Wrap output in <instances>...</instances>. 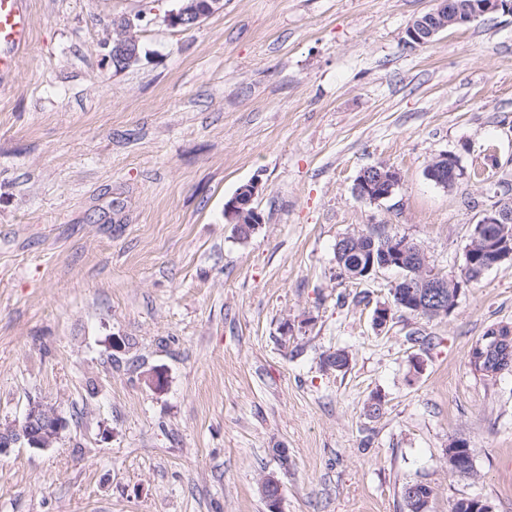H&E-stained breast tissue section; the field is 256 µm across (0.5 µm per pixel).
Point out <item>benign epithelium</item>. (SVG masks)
<instances>
[{"label": "benign epithelium", "instance_id": "7a95c632", "mask_svg": "<svg viewBox=\"0 0 512 512\" xmlns=\"http://www.w3.org/2000/svg\"><path fill=\"white\" fill-rule=\"evenodd\" d=\"M224 9V0H173L172 8L167 11L165 21L173 28L190 31L215 12ZM502 11L512 14V0H439L438 8L410 22L406 35L412 44H425L446 29L471 23L479 17ZM145 15L141 12L122 14L112 23L113 36L102 43L106 50L105 59L117 70H123L141 60L138 52V39L133 31L141 28ZM428 179L436 185L448 188L458 179L456 156L444 153L433 159L426 169ZM400 175L395 169L384 164L372 165L360 171L355 181L356 195L359 199L376 203L391 197L399 185ZM260 190V183L251 180L224 203V220L229 224H246L248 233H253L264 223L263 215L253 207ZM472 239L483 244L482 253L486 255L483 269L512 261V204L502 202L483 212L475 225ZM409 247V239L388 236L382 241V261L369 258L359 266H349L348 274L353 279L364 280L380 269L403 266L402 255ZM466 264L462 268L460 279H448L435 270L426 254H421V263L405 276L406 282L416 284L411 292L412 300L406 299L392 304L377 306L373 314V324L377 329L385 328L400 312L425 318L447 317L455 310L461 288L470 283V270L475 264L476 252L466 251ZM471 368L489 377L505 369L509 361L504 360L494 368L484 365L485 354L482 344L473 347ZM66 421L58 410L42 402H32L18 424L0 426V456L18 443L30 448L45 450L53 447L59 440ZM465 444L456 442L448 455V466L457 471L463 468V462L469 461L468 454L458 453ZM261 491L269 512H280L282 486L274 474L266 475L261 484Z\"/></svg>", "mask_w": 512, "mask_h": 512}]
</instances>
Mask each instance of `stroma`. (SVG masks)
I'll list each match as a JSON object with an SVG mask.
<instances>
[{"label":"stroma","instance_id":"obj_1","mask_svg":"<svg viewBox=\"0 0 512 512\" xmlns=\"http://www.w3.org/2000/svg\"><path fill=\"white\" fill-rule=\"evenodd\" d=\"M436 6L224 0L182 31L172 0H28L0 76V423L40 401L67 426L0 456V512H268L271 473L281 512H407L414 482L431 512H512V368L469 364L512 326V262L451 316L380 332L397 272L350 280L335 259L380 225L457 278L474 224L512 201V16L408 44ZM134 12L141 60L118 71L101 44ZM446 152L452 189L425 176ZM379 163L399 187L359 200ZM253 179L264 222L244 239L224 204ZM457 439L473 476L448 467ZM399 182L398 171L387 165L379 164L361 170L354 187L360 200L376 203L391 197ZM482 344L484 345L486 354H483ZM482 344L478 343L477 345L472 347L475 352L474 355L471 353L472 348L470 349L469 357L472 360V363H470V366L476 372H479L487 377H489V376L493 377L497 373H499L501 370L505 369L509 364L508 359L501 361L502 360V358H501L499 360V357L503 354V351L505 348L499 347L497 345L495 347H492L493 346L492 340H483ZM470 353H471V356H470ZM470 358H469V362H471ZM500 361H501V363L498 364ZM483 362L485 364L488 363L487 367L489 366V364L492 366H495L496 364H498V365L495 368L487 369L486 365H484ZM261 491L270 512H280L282 486L274 474L266 475L261 484Z\"/></svg>","mask_w":512,"mask_h":512}]
</instances>
